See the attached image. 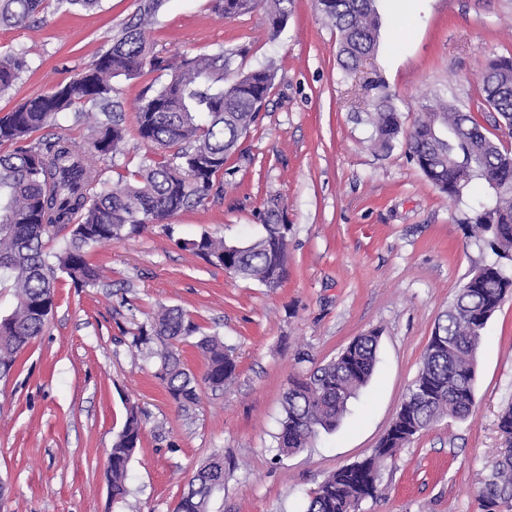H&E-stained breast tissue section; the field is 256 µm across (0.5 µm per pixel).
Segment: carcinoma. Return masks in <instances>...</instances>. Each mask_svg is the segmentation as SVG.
<instances>
[{
	"label": "carcinoma",
	"mask_w": 512,
	"mask_h": 512,
	"mask_svg": "<svg viewBox=\"0 0 512 512\" xmlns=\"http://www.w3.org/2000/svg\"><path fill=\"white\" fill-rule=\"evenodd\" d=\"M336 30L339 62L354 70L378 46L376 0H316ZM101 0H57L67 11H90ZM162 0H140L133 20L112 37L110 47L84 71L52 92L25 101L0 117V284L13 288L16 307L0 316V373L8 374L21 351L40 336L55 306L57 273L73 288L100 280L90 249L164 224L176 212L201 206L224 192L217 180L224 164L236 156L247 160L242 139L257 122L274 80L272 67L248 72L233 68L240 49L185 56L168 62L153 52L147 25ZM291 0H214V8L230 19L260 7L276 37L288 20ZM48 0H0V27H27L48 8ZM170 71L154 94L142 98L136 113L137 136L169 149L151 163L113 185L102 180L97 166L63 138L32 141V134L62 113L75 119L95 116L94 151L110 159L122 153L127 128L119 102L112 100L113 77L135 76L145 68ZM25 68L21 58H0V95L9 92ZM485 102L512 128V59L490 61L482 70ZM366 123L372 149L387 153L403 142L408 157L440 192L457 199L475 180L488 188L464 219L469 236L484 241L496 260L478 268L459 289L444 318L438 321L418 375L402 401L387 434L374 453L343 467L311 492L306 512H357L376 496L381 463L394 457L418 433L438 420L469 416L483 330L512 294V150L493 139L472 114L447 100L427 104L409 128L404 126L393 96L381 82ZM263 233L251 240L227 243L207 234L184 247L239 278L267 288L288 277V224L275 200L260 214ZM122 332L136 349L155 344V377L175 406L186 411L199 400V382L185 367L177 344L198 326L178 307H164L151 320ZM379 334L359 336L333 360L288 381L283 394L278 445L293 453L320 432L336 428L347 403L370 380L377 362ZM205 360L204 384L213 391L236 375L232 347L216 336L196 342ZM502 447L492 461L491 477L482 491L487 512L498 507L512 489V405L499 418ZM142 411L132 405L109 453L107 470L112 501L127 495L128 464L141 444ZM224 480V457L213 454L197 469L176 512H208L213 489Z\"/></svg>",
	"instance_id": "cac0c4a2"
}]
</instances>
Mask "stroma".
Returning a JSON list of instances; mask_svg holds the SVG:
<instances>
[{
  "mask_svg": "<svg viewBox=\"0 0 512 512\" xmlns=\"http://www.w3.org/2000/svg\"><path fill=\"white\" fill-rule=\"evenodd\" d=\"M139 3L102 0L98 10L70 13L52 5L33 26L0 28V54L28 63L0 96V114L83 71ZM377 6L380 46L347 71L315 0H293L275 38L263 10L226 19L211 0H164L149 28L157 56L234 49L241 70L273 65L274 84L242 143L246 160L224 166L223 194L175 213L168 225L95 246L99 285L60 288L22 367L0 376V512H175L190 478L215 453L224 457V484L209 512H305L310 492L329 475L378 447L438 319L493 254L464 225L470 204L486 193L483 182L473 181L457 201L426 180L402 145L386 154L368 146L370 83H385L405 124L440 97L493 129L479 74L489 60L512 57V0ZM167 79L150 69L113 78L128 134L116 160H94L105 181L153 158L134 130L135 115L142 94ZM58 136L89 153L94 121L69 113L33 138ZM273 199L289 226V274L280 287L240 279L181 248L204 233L258 236ZM163 306L182 308L202 333L235 347V379L221 391L202 388L186 411L155 378V360L129 348L121 333L129 319L146 321ZM371 331L379 334L374 373L336 429L281 453L276 435L289 378ZM511 403L509 296L484 330L469 416L414 436L382 464L377 496L359 512H483L481 492L501 445L499 415ZM133 404L148 415L128 465L129 494L116 504L105 463Z\"/></svg>",
  "mask_w": 512,
  "mask_h": 512,
  "instance_id": "obj_1",
  "label": "stroma"
}]
</instances>
